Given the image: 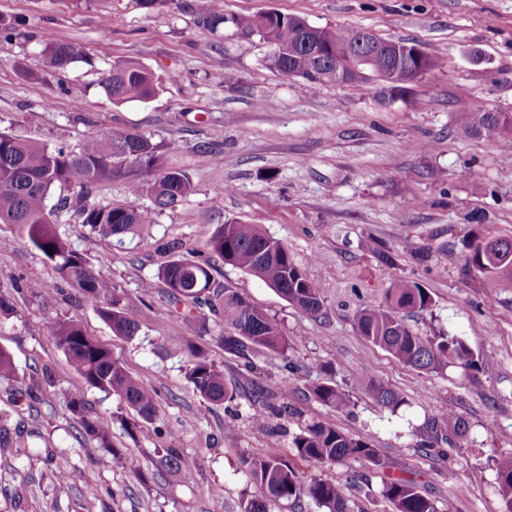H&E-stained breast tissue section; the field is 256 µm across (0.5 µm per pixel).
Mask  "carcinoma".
<instances>
[{"mask_svg":"<svg viewBox=\"0 0 512 512\" xmlns=\"http://www.w3.org/2000/svg\"><path fill=\"white\" fill-rule=\"evenodd\" d=\"M196 14L198 25L211 32L229 22L242 36H261L273 46L270 64L281 72L293 73L305 86L339 83L356 88L374 75L389 78L386 88L393 93L403 89L405 69L416 64L413 56H404L399 68L391 69L378 44L361 47V30L355 28L315 26L307 33V21L303 18L277 12L227 19L214 0H198ZM40 55L45 68L63 70L83 58L84 51L75 43L49 41ZM101 86L118 105L144 103L158 90V82L148 68L122 57L109 64ZM459 120L470 135L491 136L512 131L511 117L481 106L462 113ZM161 151L162 145L143 133L92 136L79 150L73 151L0 131V224H16L25 229L33 246L55 263L61 279L93 303L116 336H135L139 324L125 315L128 303L114 295L110 275L101 268L92 267L83 255L72 250L54 232L48 200L58 186L74 189L68 205L81 223L98 235L115 237L121 243L128 235L135 236L147 230L154 223L156 212L175 208L194 189L186 172L162 165ZM145 174L149 178H143ZM118 178L125 181L131 197L150 196L153 207L141 208L133 204L90 206L86 203V193L91 186ZM50 248L53 249L51 253L48 252ZM467 249L469 270L489 280L512 282L511 238L499 239L495 263L483 254L479 237H473ZM210 251L214 258L273 288L306 316L321 317L320 285L294 264L288 248L281 241L268 236L257 225L234 221L221 225L211 238ZM212 270L208 261L177 256L161 268L158 279L170 299L193 305L204 302L213 314L221 316L224 325L230 329L224 344L236 356L245 358L253 348L285 353L288 338L278 323L265 311L245 301L238 292L218 287ZM431 302V296L418 282L399 279L388 289L383 304L358 313L356 328L367 341L420 372H436L450 364L460 367L467 376L484 372V361L462 338L450 334L422 335L405 323L402 312L425 310ZM53 337L72 369L89 386L109 396L117 395L141 418H152L156 392L114 359L107 348L69 320L54 323ZM190 354L193 365L187 373V381L202 398L210 403L235 400L236 388L227 386L224 371L201 351L192 348ZM360 379L378 406L395 411L405 403L401 393L371 376L363 373ZM20 380L10 353L0 348V383ZM309 398L341 412L348 411L351 406L349 395L329 383L312 386ZM67 407L97 447H112V427L91 416L82 392L72 393ZM292 447L300 460L314 464L334 465L348 460L380 464L377 449L368 442L320 422L295 435ZM157 454L159 459L152 461V466L164 467L186 481L194 479V472L183 463L176 449L163 448ZM243 466L249 478L259 486L261 495L242 503L241 512H268L270 502L303 498L316 502L327 512H348L346 488L349 482L317 478L307 481L279 448H268L259 457L247 458L243 460ZM496 471L503 512H512V455L500 457ZM382 495L392 504L394 512H441L435 501L418 491L413 478L401 477L385 482Z\"/></svg>","mask_w":512,"mask_h":512,"instance_id":"carcinoma-1","label":"carcinoma"}]
</instances>
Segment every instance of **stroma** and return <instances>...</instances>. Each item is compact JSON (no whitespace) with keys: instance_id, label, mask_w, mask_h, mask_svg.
Segmentation results:
<instances>
[{"instance_id":"1","label":"stroma","mask_w":512,"mask_h":512,"mask_svg":"<svg viewBox=\"0 0 512 512\" xmlns=\"http://www.w3.org/2000/svg\"><path fill=\"white\" fill-rule=\"evenodd\" d=\"M224 14H292L317 27H347L409 41L438 56L435 69L397 94L378 81L352 90L335 84L300 88L273 68L272 46L244 37L232 24L215 32L197 23L196 0H168L151 10L141 0H0V130L74 150L93 135L142 132L166 143L165 166L185 171L193 193L124 244L81 224L65 204L69 188L49 199L57 234L112 278L127 300L134 338L113 335L94 306L64 285L50 261L14 224H0V290L11 316L0 319L8 350L31 393L0 383V512H239L258 487L243 459L269 448L293 455L291 437L324 422L377 448L384 468L366 460L302 465L305 478L355 476L352 512H393L384 480L416 478L437 505L459 512H502L496 461L512 455V283L492 282L466 266L465 241L512 238V133L473 136L460 113L483 106L512 116V0H215ZM72 42L88 55L64 70L43 68L45 42ZM123 57L149 68L159 82L144 103L113 104L100 81ZM259 225L280 240L294 263L321 286L324 318L312 319L274 289L233 266L213 277L279 323L287 354L227 352L223 322L208 308L170 302L156 287L175 244L181 254L210 259L221 224ZM389 248L378 261L368 242ZM55 288L42 304L28 291L31 276ZM417 281L432 303L407 313L423 335L462 336L489 365L424 373L397 362L359 335L357 313L380 305L399 279ZM151 292H144L145 283ZM72 320L109 349L157 394L143 420L117 396L88 387L51 333ZM197 347L240 390L231 403L205 402L185 379L189 347ZM301 365L286 376L285 361ZM402 393L393 414L378 407L360 373ZM287 413L251 400L253 386L274 392ZM331 383L349 394L344 413L308 398ZM83 391L99 417L112 422V450L97 447L67 409ZM468 431L429 455L420 442L440 407ZM26 443L27 454L15 451ZM161 448L177 449L195 471L186 482L164 469L148 484L136 477ZM67 483H59V476ZM24 497H15L19 485ZM97 496H90V488Z\"/></svg>"}]
</instances>
